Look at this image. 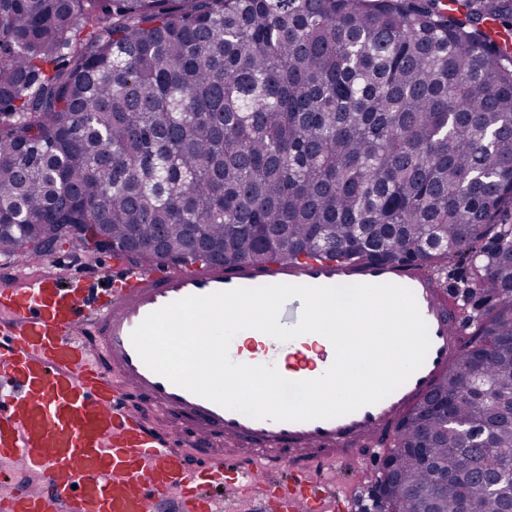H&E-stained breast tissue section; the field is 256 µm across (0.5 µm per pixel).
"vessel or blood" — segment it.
I'll return each mask as SVG.
<instances>
[{
  "instance_id": "b4317fda",
  "label": "vessel or blood",
  "mask_w": 512,
  "mask_h": 512,
  "mask_svg": "<svg viewBox=\"0 0 512 512\" xmlns=\"http://www.w3.org/2000/svg\"><path fill=\"white\" fill-rule=\"evenodd\" d=\"M113 285L92 288L81 277L63 286L50 274L0 266V471L31 473L39 484H13L0 512H160L177 496L181 512H227L242 491L259 492L280 468L294 484L287 512H335L354 463L378 460L393 446L397 424L447 370L468 326L459 299L411 266L342 259H282L172 266L114 263ZM396 283L409 288L428 327L423 365L381 402L330 420H258L226 409L151 371L130 339L150 313L188 297L270 284L340 286ZM98 338L90 347L87 335ZM230 356L312 378L334 360V348L310 333L279 342L259 331L232 340ZM143 398L129 404L125 389ZM171 422L157 430L149 415ZM214 440L234 457L210 454L192 465L183 447Z\"/></svg>"
}]
</instances>
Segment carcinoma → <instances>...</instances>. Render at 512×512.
<instances>
[{
    "label": "carcinoma",
    "instance_id": "cac0c4a2",
    "mask_svg": "<svg viewBox=\"0 0 512 512\" xmlns=\"http://www.w3.org/2000/svg\"><path fill=\"white\" fill-rule=\"evenodd\" d=\"M413 262L494 303L419 402L392 512L512 509V0H0V255ZM494 384L473 394V373Z\"/></svg>",
    "mask_w": 512,
    "mask_h": 512
}]
</instances>
